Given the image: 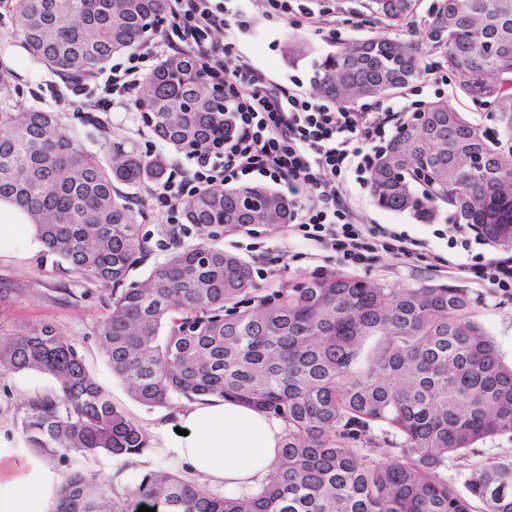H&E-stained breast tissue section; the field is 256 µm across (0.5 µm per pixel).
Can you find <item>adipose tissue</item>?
<instances>
[{
    "instance_id": "ef3b65f1",
    "label": "adipose tissue",
    "mask_w": 512,
    "mask_h": 512,
    "mask_svg": "<svg viewBox=\"0 0 512 512\" xmlns=\"http://www.w3.org/2000/svg\"><path fill=\"white\" fill-rule=\"evenodd\" d=\"M42 248L29 214L0 200V254L27 258ZM283 424L232 401L180 409L174 426L157 430V443L190 473L232 494L256 487L278 457ZM60 475L22 439L0 429V512H51Z\"/></svg>"
}]
</instances>
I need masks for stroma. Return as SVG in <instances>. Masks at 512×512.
Listing matches in <instances>:
<instances>
[{"label":"stroma","mask_w":512,"mask_h":512,"mask_svg":"<svg viewBox=\"0 0 512 512\" xmlns=\"http://www.w3.org/2000/svg\"><path fill=\"white\" fill-rule=\"evenodd\" d=\"M435 0H419L411 26L389 27L374 19L368 10V0H320L321 12L314 25L297 27L290 20L267 16L265 0H224V16L235 19L245 13L249 26L225 28L218 40L228 47L231 56L248 58L258 69L276 82L296 78L307 93H314V71L317 62L341 45L368 38L389 36L401 41L417 39ZM20 24L15 14L0 16V73L8 75L9 87L5 99L10 111L20 112L39 107L56 113L61 129L95 152L104 137L126 142L146 157L164 155L173 169L188 170L191 160L184 155H170L167 147L146 124L142 112L130 106L113 112H98L57 102L47 89L55 75L38 62L26 49L20 36ZM457 77H449L446 85L433 88L413 83L404 89L373 101V111L379 112L388 130H395L400 117L394 104L401 97L424 102L437 96L447 98L452 107L470 113L484 124H491L487 105L473 101L460 93ZM150 185L122 187L135 212L139 233L147 241V249L139 263L130 271L129 281H139L164 260L172 246L173 225L163 223L150 200ZM348 205L358 223L382 224L406 231L411 237L424 240L425 246L417 260L408 262L389 252H379L377 258L354 269V276L388 288H410L423 280L441 284H459V277L448 269L449 259L469 261L481 253L491 258L512 257V248H494L476 232H469L466 245H450V213L446 204H439L436 218L419 223L404 213L378 208L368 190L349 183ZM216 238L225 250L240 254L252 269L266 273L258 286L271 292L282 285L297 283L342 265L334 252L307 243L288 226L270 229L253 226L251 234L236 232L211 235L209 230L196 229L188 239L197 244ZM256 247L245 250L246 240ZM0 287L6 291L0 298V336L13 335L45 324L75 346L98 383L110 394L113 403L136 420L147 433L155 437L157 429L167 423L171 411L167 408L146 409L128 393L124 383L112 373L95 329L107 312L106 294L102 287L85 279L70 280L56 269L53 256L39 252L22 260L0 255ZM476 299L479 320L496 342L502 361L512 365V295L495 291L489 285L468 282ZM53 388L44 376L0 375V425L14 434H21L25 406L31 394L45 393ZM178 461L162 455L160 449L149 448L132 465L103 457L91 462L90 468L110 478L116 491L133 496L138 475L150 470L178 468Z\"/></svg>","instance_id":"1"}]
</instances>
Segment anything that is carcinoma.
Returning <instances> with one entry per match:
<instances>
[{"label": "carcinoma", "mask_w": 512, "mask_h": 512, "mask_svg": "<svg viewBox=\"0 0 512 512\" xmlns=\"http://www.w3.org/2000/svg\"><path fill=\"white\" fill-rule=\"evenodd\" d=\"M417 0H370L373 15L397 26ZM23 41L65 77L92 76L118 53L144 45L165 0H9ZM434 56L462 92L505 100L500 132L437 97L399 123L369 178L375 204L426 223L436 203L455 224H471L495 246L512 247V0H437L421 41L381 37L352 43L317 63V93L341 106L379 98L423 75ZM140 111L153 133L187 155L220 133L231 115L209 104L195 56L176 52L145 78ZM98 155L62 132L55 114L0 108V200L29 213L46 252L68 278L108 292L98 324L112 372L138 403H244L286 426L262 485L237 497L173 470H152L124 497L87 463L127 464L149 448L142 427L115 405L73 345L48 326L0 337V374L33 372L55 389L26 404L28 447L67 463L54 512H512V461L471 470L461 494L450 460L480 453L488 439L512 440V367L477 321L475 299L459 285L424 281L393 289L330 271L259 299L250 266L217 245L174 243L165 260L127 282L146 249L120 185L160 181L164 157L146 158L104 141ZM477 150L484 166L471 171ZM188 224L236 231L290 222L288 198L262 184L203 191L183 205ZM374 339L368 353L367 340Z\"/></svg>", "instance_id": "carcinoma-1"}]
</instances>
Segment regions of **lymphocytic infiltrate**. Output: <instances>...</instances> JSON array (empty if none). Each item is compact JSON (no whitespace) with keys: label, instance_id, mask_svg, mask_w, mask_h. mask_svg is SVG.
Returning a JSON list of instances; mask_svg holds the SVG:
<instances>
[{"label":"lymphocytic infiltrate","instance_id":"lymphocytic-infiltrate-1","mask_svg":"<svg viewBox=\"0 0 512 512\" xmlns=\"http://www.w3.org/2000/svg\"><path fill=\"white\" fill-rule=\"evenodd\" d=\"M165 16L168 24L157 42L112 64L99 80L92 108L107 112L127 105L140 85L142 69L156 65L167 51L187 48L198 56L209 82L223 89L234 133L195 151L192 170L168 176L153 190L151 198L160 214L172 216L187 198L257 174L285 184L295 231L335 252L341 263L362 265L380 250L407 261L416 258V240L382 225L355 222L345 203L347 172L354 168L369 174L386 142L385 126L376 113L344 108L271 81L241 56L225 65L224 48L214 37L228 21L217 0H166ZM308 195L318 198V207L302 206ZM461 271L467 279L512 293V260L477 254Z\"/></svg>","mask_w":512,"mask_h":512}]
</instances>
